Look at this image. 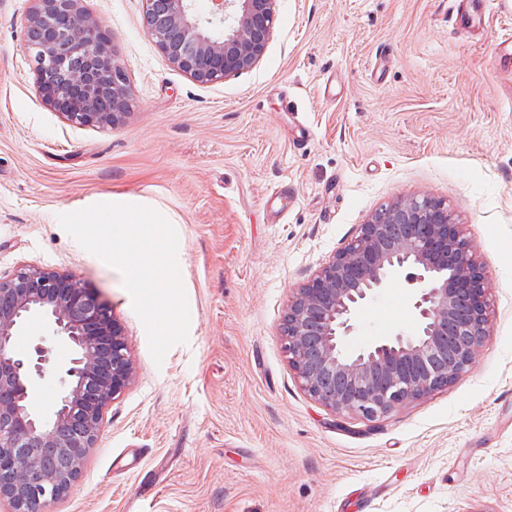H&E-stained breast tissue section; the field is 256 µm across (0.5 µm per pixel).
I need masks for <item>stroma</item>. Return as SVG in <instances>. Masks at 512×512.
Instances as JSON below:
<instances>
[{"label": "stroma", "instance_id": "1", "mask_svg": "<svg viewBox=\"0 0 512 512\" xmlns=\"http://www.w3.org/2000/svg\"><path fill=\"white\" fill-rule=\"evenodd\" d=\"M464 0H280L259 64L201 84L143 24V0H85L112 35L133 113L74 126L34 86L29 0H0V276L35 265L97 288L137 376L58 512H512V69L505 14ZM446 200L491 285L473 369L378 423L300 388L279 337L293 288L390 200ZM115 197L164 212L190 311L155 364L119 271L60 215ZM392 278L355 346L411 331Z\"/></svg>", "mask_w": 512, "mask_h": 512}]
</instances>
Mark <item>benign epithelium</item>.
<instances>
[{
  "instance_id": "benign-epithelium-1",
  "label": "benign epithelium",
  "mask_w": 512,
  "mask_h": 512,
  "mask_svg": "<svg viewBox=\"0 0 512 512\" xmlns=\"http://www.w3.org/2000/svg\"><path fill=\"white\" fill-rule=\"evenodd\" d=\"M25 41L34 85L69 123L111 131L131 115L132 89L112 37L84 0H31ZM279 0H143L144 24L170 63L199 83L257 66ZM394 276L412 288L415 328L349 349L365 308ZM491 286L476 246L446 201L401 196L288 299L280 337L302 390L343 416L376 422L471 370L490 336ZM46 319L50 338L26 353L22 324ZM69 346L63 366L48 341ZM136 376L122 326L81 277L28 266L0 277V502L54 512L96 447L104 411ZM52 380L43 401L36 384Z\"/></svg>"
}]
</instances>
